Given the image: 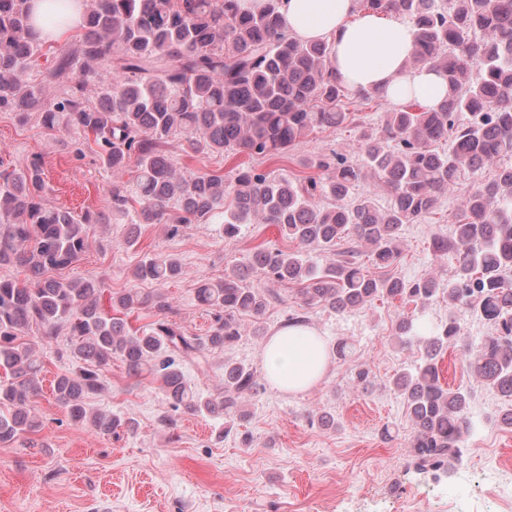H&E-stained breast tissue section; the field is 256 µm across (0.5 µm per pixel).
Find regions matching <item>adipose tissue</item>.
Wrapping results in <instances>:
<instances>
[{
  "mask_svg": "<svg viewBox=\"0 0 512 512\" xmlns=\"http://www.w3.org/2000/svg\"><path fill=\"white\" fill-rule=\"evenodd\" d=\"M288 33L302 40L326 39L332 64L352 91L380 88L394 105L417 98L436 105L447 93L444 78L430 67H410L414 28L405 21L357 12L356 0H282ZM262 367L277 388L303 391L325 373V344L307 327H285L265 343Z\"/></svg>",
  "mask_w": 512,
  "mask_h": 512,
  "instance_id": "1",
  "label": "adipose tissue"
}]
</instances>
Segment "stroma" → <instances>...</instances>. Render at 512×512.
Segmentation results:
<instances>
[{
	"instance_id": "obj_1",
	"label": "stroma",
	"mask_w": 512,
	"mask_h": 512,
	"mask_svg": "<svg viewBox=\"0 0 512 512\" xmlns=\"http://www.w3.org/2000/svg\"><path fill=\"white\" fill-rule=\"evenodd\" d=\"M342 106L354 113L353 125L313 133L287 154L256 159L258 171L302 179L317 175L313 162L339 154L358 160L359 136L381 129L389 103L381 97L363 99L348 93ZM78 133L44 128L38 113L19 122L14 113L0 112V164L22 168L39 162L49 205L85 213H111L112 172L97 155L83 149ZM165 153L184 172H224L233 158L194 151L176 139ZM512 166V152L496 166L443 196L435 214L401 230V258L393 274L412 281L431 274L447 277L448 258L432 250L434 235H450L459 208L473 184L494 179ZM128 220L117 218L95 225L81 258L52 270L51 278L73 281L105 278L99 299L104 311H115L131 330L148 329L155 315L147 309L113 310L111 295L132 288L130 272L144 255H170L186 269L184 276L155 284L168 297V320L195 336H208L213 323L209 308L198 303L195 290L204 282L222 281L225 273L245 263L260 246L286 247L276 227L244 224L236 239L224 238L219 224H191L171 234L162 224H144L134 245H127ZM277 295L258 322L244 319L240 339L232 348L205 352L206 369L194 358L182 365L184 380L196 393L209 397L224 391V363L253 367L259 383L246 395L244 419L194 415L174 408L161 389L159 376L129 375L115 358L103 371V389L89 395L87 407L122 420L112 434L96 433L72 421L54 399L50 385L57 374L78 368L67 335L42 341L30 326L44 364L45 389L36 400L43 422L32 439L0 445V512H512L504 499L512 495V430L499 426L500 400L478 387L459 351L443 350L442 378L451 387L471 388L468 412L475 430L461 445L467 448L466 471L440 478L407 469L411 422L391 379L423 353L418 343L398 345L396 328L413 319L426 330L448 314L445 304L415 307L399 299L374 302L371 307L337 314L323 308L303 310L294 285L274 284ZM306 314L308 326L327 344L328 366L310 388L288 393L270 384L262 370L261 352L268 335L283 328L289 315ZM353 344L350 362L336 358V341ZM369 368V389L352 383L351 367ZM332 417L331 425L319 416ZM392 426L393 438L381 437Z\"/></svg>"
}]
</instances>
